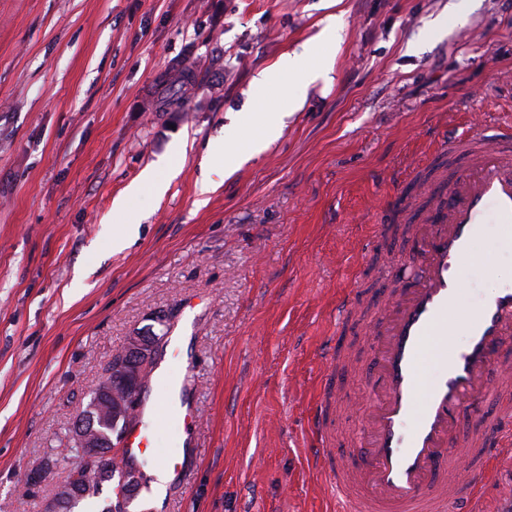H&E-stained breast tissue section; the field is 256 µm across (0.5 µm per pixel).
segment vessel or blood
I'll list each match as a JSON object with an SVG mask.
<instances>
[{
	"label": "vessel or blood",
	"mask_w": 512,
	"mask_h": 512,
	"mask_svg": "<svg viewBox=\"0 0 512 512\" xmlns=\"http://www.w3.org/2000/svg\"><path fill=\"white\" fill-rule=\"evenodd\" d=\"M437 153L462 165L438 194L411 177L401 182L430 200L431 217L412 234L413 282L383 288L379 297L378 326L365 362L372 404L352 459L336 453L327 395H319L313 407L309 451L353 512H448L449 503L475 496L493 456L512 446L511 407L500 409L492 434L467 437L460 427L465 407L490 395V372L512 375V285L478 303L462 302L465 263L484 224L512 227V118L478 135H445ZM358 313L356 296L344 295L336 305L337 333L347 331ZM458 329L467 336L461 347L451 343ZM429 355L442 369L427 380L418 365ZM153 383L159 396H142L126 434L133 459L148 450L149 423L197 417L190 375L173 379L159 366Z\"/></svg>",
	"instance_id": "vessel-or-blood-1"
}]
</instances>
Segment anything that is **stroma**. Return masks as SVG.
<instances>
[{
  "instance_id": "stroma-1",
  "label": "stroma",
  "mask_w": 512,
  "mask_h": 512,
  "mask_svg": "<svg viewBox=\"0 0 512 512\" xmlns=\"http://www.w3.org/2000/svg\"><path fill=\"white\" fill-rule=\"evenodd\" d=\"M294 53L333 68L250 152ZM184 62L205 80L149 110ZM509 115L512 0H0V512H44L56 480L24 474L55 462L137 333L173 376L194 357L199 410L155 428L147 469L199 452L137 512H336L307 448L336 301L380 287L396 175L431 165L448 130ZM150 166L163 191L131 193ZM500 238L484 225L466 304L512 281ZM181 330L190 354L169 356ZM369 395L348 380L339 447ZM490 469L481 512H512V452Z\"/></svg>"
}]
</instances>
